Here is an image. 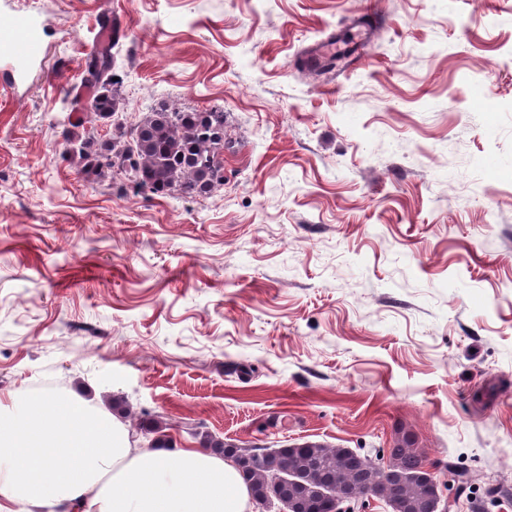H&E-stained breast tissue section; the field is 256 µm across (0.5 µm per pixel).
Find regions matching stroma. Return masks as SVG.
Wrapping results in <instances>:
<instances>
[{
  "label": "stroma",
  "mask_w": 512,
  "mask_h": 512,
  "mask_svg": "<svg viewBox=\"0 0 512 512\" xmlns=\"http://www.w3.org/2000/svg\"><path fill=\"white\" fill-rule=\"evenodd\" d=\"M49 62L0 64V399L125 397L174 447H392L456 512H512V0H11ZM123 115L223 108L224 185L133 193L62 159L98 24ZM497 159L500 168L488 172Z\"/></svg>",
  "instance_id": "1"
}]
</instances>
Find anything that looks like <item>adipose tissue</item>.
I'll list each match as a JSON object with an SVG mask.
<instances>
[{
    "instance_id": "ef3b65f1",
    "label": "adipose tissue",
    "mask_w": 512,
    "mask_h": 512,
    "mask_svg": "<svg viewBox=\"0 0 512 512\" xmlns=\"http://www.w3.org/2000/svg\"><path fill=\"white\" fill-rule=\"evenodd\" d=\"M249 489L207 448H136L90 399L0 402V512H247Z\"/></svg>"
}]
</instances>
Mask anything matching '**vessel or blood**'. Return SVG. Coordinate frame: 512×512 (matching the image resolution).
<instances>
[{
    "mask_svg": "<svg viewBox=\"0 0 512 512\" xmlns=\"http://www.w3.org/2000/svg\"><path fill=\"white\" fill-rule=\"evenodd\" d=\"M45 27L39 15L20 10L0 26V60L7 62L12 82L22 81L32 68L44 65Z\"/></svg>",
    "mask_w": 512,
    "mask_h": 512,
    "instance_id": "vessel-or-blood-1",
    "label": "vessel or blood"
}]
</instances>
